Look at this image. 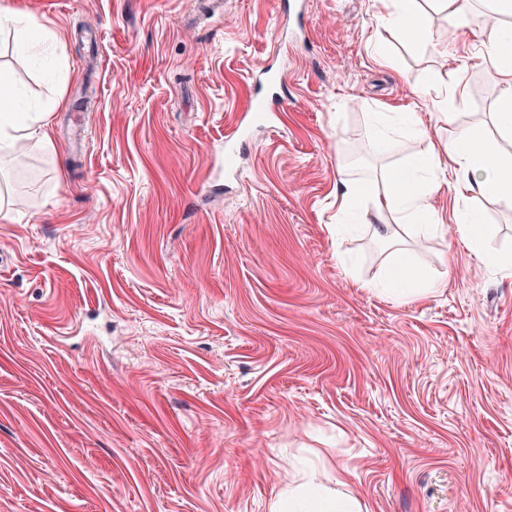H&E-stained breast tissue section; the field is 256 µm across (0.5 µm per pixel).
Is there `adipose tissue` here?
I'll return each instance as SVG.
<instances>
[{"label":"adipose tissue","mask_w":512,"mask_h":512,"mask_svg":"<svg viewBox=\"0 0 512 512\" xmlns=\"http://www.w3.org/2000/svg\"><path fill=\"white\" fill-rule=\"evenodd\" d=\"M392 9L388 23L403 36L414 38L429 28V15L419 0H389ZM16 48L28 50L47 40V30L38 25L24 9L0 5ZM499 36L489 51V62L497 71L504 88L500 93L492 123L505 138H512V28L499 27ZM423 131L422 120L413 112L395 115L379 112L367 137L371 149L394 144L397 133L413 138ZM27 141L38 149L53 146L49 115L22 108L18 92L0 79V158L12 156L19 142ZM453 182L457 202L474 194H491L512 202V152L481 143L470 130L458 129L444 145L443 152L428 151L410 156L400 166L382 171L375 180L354 179L343 182L336 198L338 219H357L361 215L379 220L375 238L396 237L397 227L414 226L432 232L439 221L433 206L435 193L442 183ZM454 221L468 250L485 264L512 268V258L504 259L489 252L485 229L461 207ZM441 281L423 278L411 253L395 250L381 283H366L365 288L401 303L424 294L437 292ZM346 479H326L314 467L300 464L292 469L286 489L277 493L271 512H363L361 501L348 493Z\"/></svg>","instance_id":"adipose-tissue-1"}]
</instances>
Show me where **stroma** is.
<instances>
[{
	"label": "stroma",
	"mask_w": 512,
	"mask_h": 512,
	"mask_svg": "<svg viewBox=\"0 0 512 512\" xmlns=\"http://www.w3.org/2000/svg\"><path fill=\"white\" fill-rule=\"evenodd\" d=\"M19 2L50 37L1 31L0 76L53 147L0 165V512H270L294 457L367 512H512V270L460 243L450 185L443 229L403 237L436 294L356 288L391 250L334 229L341 180L499 141L486 0L432 2L411 41L378 0H304L301 26L276 0ZM262 68L288 89L270 125ZM441 80L476 92L425 107ZM406 110L426 135L368 151L370 113ZM469 206L511 252L512 208Z\"/></svg>",
	"instance_id": "35a3bbf8"
}]
</instances>
